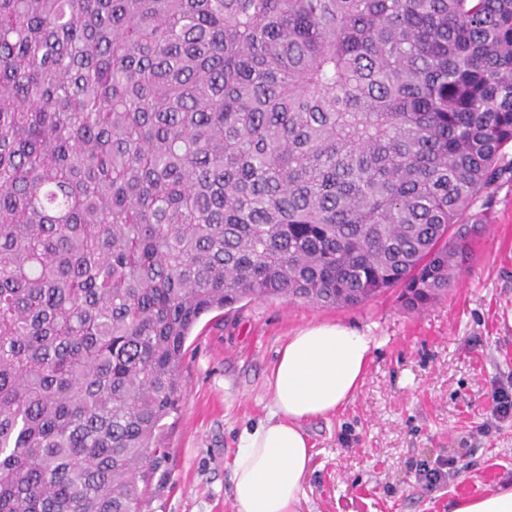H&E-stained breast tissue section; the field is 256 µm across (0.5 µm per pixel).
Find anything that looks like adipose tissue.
Instances as JSON below:
<instances>
[{"label":"adipose tissue","instance_id":"obj_1","mask_svg":"<svg viewBox=\"0 0 512 512\" xmlns=\"http://www.w3.org/2000/svg\"><path fill=\"white\" fill-rule=\"evenodd\" d=\"M371 353L367 336L336 323L288 339L267 380L271 413L243 432L231 465L235 512H297L313 450L302 424L354 397Z\"/></svg>","mask_w":512,"mask_h":512}]
</instances>
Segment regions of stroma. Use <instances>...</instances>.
I'll use <instances>...</instances> for the list:
<instances>
[{"mask_svg": "<svg viewBox=\"0 0 512 512\" xmlns=\"http://www.w3.org/2000/svg\"><path fill=\"white\" fill-rule=\"evenodd\" d=\"M475 256L420 312L396 291L353 308L243 301L204 315L185 344L179 408L164 421L167 459L142 512H235L233 460L244 429L271 411L267 378L289 336L338 323L369 336L372 359L354 398L306 421L311 473L299 512H451L456 501L512 485V417L493 397L512 389V180L499 182ZM445 465L429 488L421 465Z\"/></svg>", "mask_w": 512, "mask_h": 512, "instance_id": "1", "label": "stroma"}]
</instances>
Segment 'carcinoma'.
<instances>
[{
    "mask_svg": "<svg viewBox=\"0 0 512 512\" xmlns=\"http://www.w3.org/2000/svg\"><path fill=\"white\" fill-rule=\"evenodd\" d=\"M511 145L512 0H0V512H141L208 312L448 294Z\"/></svg>",
    "mask_w": 512,
    "mask_h": 512,
    "instance_id": "obj_1",
    "label": "carcinoma"
}]
</instances>
